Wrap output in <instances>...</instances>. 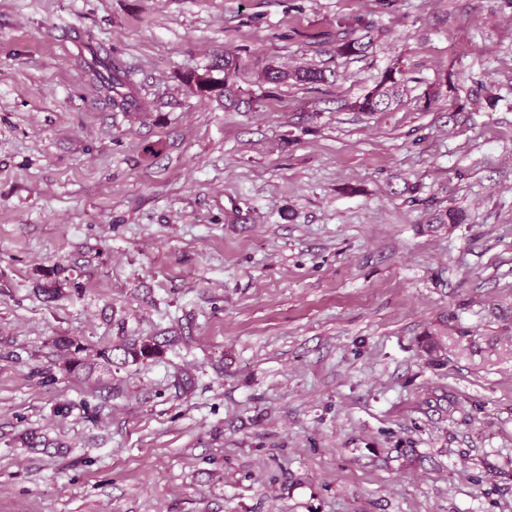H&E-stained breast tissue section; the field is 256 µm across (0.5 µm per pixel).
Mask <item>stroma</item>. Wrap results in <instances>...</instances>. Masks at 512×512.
Here are the masks:
<instances>
[{
  "instance_id": "stroma-1",
  "label": "stroma",
  "mask_w": 512,
  "mask_h": 512,
  "mask_svg": "<svg viewBox=\"0 0 512 512\" xmlns=\"http://www.w3.org/2000/svg\"><path fill=\"white\" fill-rule=\"evenodd\" d=\"M0 512H512V0H0ZM240 63L238 55L224 52L221 65L223 77L212 78L209 76L210 78H205L206 75H190L185 81L188 91L192 94L208 95L209 98L224 97L226 108H238L242 103L247 104V101L240 98L238 93L240 89L236 87ZM198 78H203V80L198 81ZM90 71L93 80H95L102 89L106 90L108 93H112V102L115 106L125 112H139L144 109L139 99L121 90L124 84L119 75L120 71L112 64V60L95 59ZM290 76L298 82L307 84H319L327 80L325 74L320 70L298 69L293 74H288V72L273 67L272 65L264 67L257 74V80L265 84L276 85L286 81ZM393 69L385 71L378 84L362 97L347 104L350 111L384 112L398 96L400 81L395 77ZM158 336H131L122 340L120 345H106L96 350V362H89L86 352L89 349L83 339L76 336H60L53 341L57 356L62 360V369L74 379L90 378L98 366L110 370L112 365L124 366L129 363H147L160 357L165 347L175 339ZM118 352V353H115Z\"/></svg>"
}]
</instances>
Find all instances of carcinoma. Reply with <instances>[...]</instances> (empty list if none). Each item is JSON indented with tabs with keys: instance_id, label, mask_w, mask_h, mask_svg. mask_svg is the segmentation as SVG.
I'll use <instances>...</instances> for the list:
<instances>
[{
	"instance_id": "obj_1",
	"label": "carcinoma",
	"mask_w": 512,
	"mask_h": 512,
	"mask_svg": "<svg viewBox=\"0 0 512 512\" xmlns=\"http://www.w3.org/2000/svg\"><path fill=\"white\" fill-rule=\"evenodd\" d=\"M240 57L236 54L224 53L221 69L223 77L200 79L194 74L187 77L185 84L192 94H206L208 97H222L225 107L237 108L244 103L239 96L237 77L240 69ZM93 80L99 86L112 94V102L125 112H139L144 109L142 102L129 93L122 91L123 81L110 60H97L92 64ZM293 77L298 82L319 84L326 81L325 74L316 69H298L293 74L271 65L264 67L258 74L257 80L265 84H280ZM400 81L395 77V71L384 72L378 84L362 97L346 104L351 111L384 112L398 96ZM58 269L52 268L44 274L45 282L38 285V291L44 300L51 302L63 294V288L57 279ZM174 343V339L165 337L158 340L155 336H132L122 340L119 345H106L96 350V361L89 362L86 358L88 346L83 339L76 336H60L53 341L57 356L62 360V369L74 379L90 378L97 367L111 369L112 365L124 366L129 363H147L160 357L165 347Z\"/></svg>"
}]
</instances>
